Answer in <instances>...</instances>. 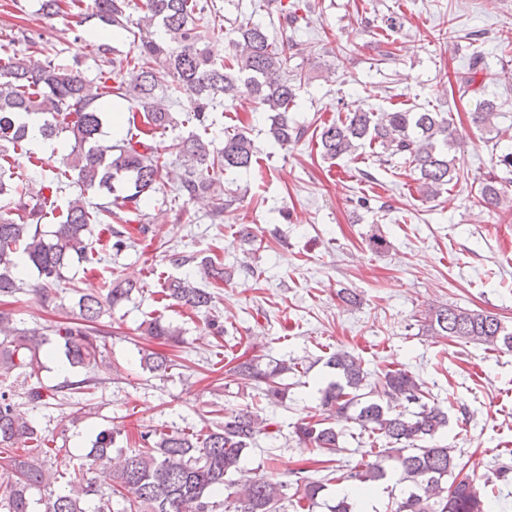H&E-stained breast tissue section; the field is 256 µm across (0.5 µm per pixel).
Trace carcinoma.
<instances>
[{"mask_svg":"<svg viewBox=\"0 0 512 512\" xmlns=\"http://www.w3.org/2000/svg\"><path fill=\"white\" fill-rule=\"evenodd\" d=\"M38 14L47 20L82 0H37ZM143 15L132 19L131 10ZM88 19L97 21L106 42L98 49L100 64L94 77L78 65L35 60L14 52L0 61V143L25 150L29 143L26 125L18 114H34L41 120L44 139L64 145L62 165L77 171L80 194L59 205L68 187L66 172L47 174L45 166L30 164L23 175L0 174V297L22 289L27 269L38 273L31 292L44 304L55 299V288L65 280L63 270L76 257L88 264L93 257L92 225L103 223L121 210L122 223L139 220L142 202L156 190L164 163L150 140L179 124L172 111L169 89L186 96V119L208 128L209 113L224 101L254 100L270 113L267 138L286 148L300 142L307 127L288 117L297 104L306 75L288 74L284 46L261 23H240L230 29L217 21L220 12L209 0H92ZM126 32L139 40L137 62L122 56L113 46L114 32ZM228 42V54L216 45ZM471 122L489 134L500 133L503 116L497 96L481 86L475 90ZM128 103V126L112 136L113 98ZM318 147L324 159L353 156L358 149L376 146L378 160L395 158L408 164L425 198H436L447 186L461 180L456 163L457 135L446 112L394 109L384 112H351L345 118L320 125ZM171 149L184 160L185 170L176 196L187 201L214 200L210 218L217 221L236 197L217 187L216 173L246 172L259 162L253 140L243 130L224 131V146L196 133L176 140ZM494 174L482 182L480 202L489 208L504 200L502 181L512 175V149L495 155ZM126 184L124 194L116 185ZM50 196H45V192ZM112 200L89 202L88 192ZM61 210L50 232L41 229L48 211ZM200 271L214 282H229L234 271L209 257L199 261ZM143 285L113 278L104 291L80 295L78 311L69 321L52 327L63 355L72 369L97 368L106 343L96 327L102 313L113 311L131 299ZM162 295L197 313L213 308L214 295L189 275L172 276L163 282ZM427 331L452 341L474 343L487 350H512V327L492 314L452 304L435 308L426 319ZM142 334L161 344L181 342L180 328L152 317L140 326ZM46 329L17 327L12 312L0 308V375L22 378L26 398L40 403L54 398L39 377L40 352ZM141 367L155 374L169 368L161 353H148ZM326 364L336 370V380L320 391V414L309 415L294 426L298 441L308 448L333 453L340 448V433L333 417L348 415L367 435L371 461L346 469L330 470L331 481L371 489L387 475L385 463L393 462L399 481L408 491L391 502L390 512H486V495L469 480H449L458 462L451 449L436 443L448 428V412L426 402L427 392L416 375L405 369L386 371L370 382L362 360L338 349ZM288 363L262 367L258 358L246 359L226 371L227 384L255 385L265 400L281 401L286 388L281 376ZM270 423L255 411L233 410L224 421L201 430L165 432L149 429L140 434L139 448L112 450L120 432H100L86 454L87 463L72 472L66 486L51 485L60 473L47 467L51 456L46 436L38 425L16 412L12 394L0 392V512H87L84 505L96 501L93 512H313L326 484L293 472L291 482L265 473L240 483L232 476L241 471L244 451ZM95 467L112 470V488L104 492L88 476ZM42 497L33 498L34 493Z\"/></svg>","mask_w":512,"mask_h":512,"instance_id":"carcinoma-1","label":"carcinoma"}]
</instances>
